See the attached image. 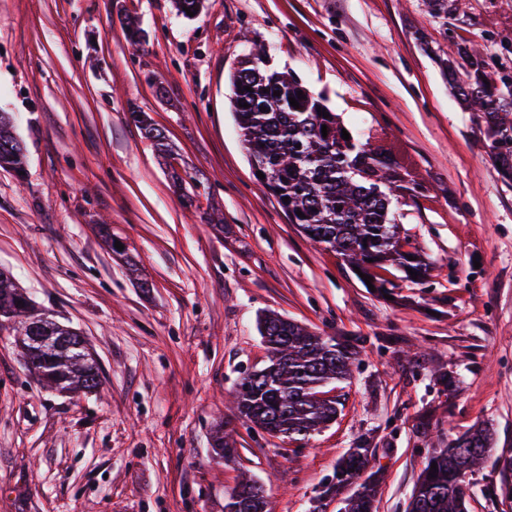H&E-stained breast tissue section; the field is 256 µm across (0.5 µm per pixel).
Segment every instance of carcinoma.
<instances>
[{
    "label": "carcinoma",
    "mask_w": 512,
    "mask_h": 512,
    "mask_svg": "<svg viewBox=\"0 0 512 512\" xmlns=\"http://www.w3.org/2000/svg\"><path fill=\"white\" fill-rule=\"evenodd\" d=\"M430 13L448 17L459 0H428ZM458 58L445 62L448 86L482 125L493 162L512 182V94L506 95L488 71L485 57L464 46ZM231 105L260 184L280 202L291 223L309 239L342 256L350 267L370 276L381 291L389 280L386 263L423 279L428 271L422 251L410 237L400 236L392 203L405 189L404 175L375 151L370 139L342 138L343 123L329 111L325 98L305 88L291 71H274L256 54L239 62L230 76ZM251 87L252 91L245 90ZM280 95H274V92ZM303 92L300 107L289 98ZM248 107H242V104ZM329 113L324 117L318 110ZM142 135L163 149L165 136L143 112L132 113ZM327 136H322V126ZM23 146L12 117L0 113V167L24 170ZM288 201H283V198ZM304 217H299L297 212ZM0 320L7 323L29 372L50 388L91 392L101 384L99 368L78 332L39 317L30 296L0 272ZM258 330L270 349L269 365L243 377L249 388L235 395L237 417L271 437L296 439L335 421L338 401L316 394L351 377L359 351L349 341L321 336L279 313L258 319ZM493 433L478 424L428 456L408 499L405 512H468L466 475L483 467L491 456ZM214 448L233 455L235 441L220 428ZM372 451L351 448L336 464L325 492L356 485L344 512H375L378 472L369 469ZM438 472L429 476L431 464ZM224 512H267L262 484L243 478L224 502Z\"/></svg>",
    "instance_id": "cac0c4a2"
}]
</instances>
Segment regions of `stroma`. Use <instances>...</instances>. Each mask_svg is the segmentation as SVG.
Listing matches in <instances>:
<instances>
[{"label": "stroma", "instance_id": "stroma-1", "mask_svg": "<svg viewBox=\"0 0 512 512\" xmlns=\"http://www.w3.org/2000/svg\"><path fill=\"white\" fill-rule=\"evenodd\" d=\"M460 7L467 22L427 0H205L190 19L171 0H0V111L26 156L24 177L0 168V270L81 333L102 380L45 389L0 330V512H224L245 475L270 512H338L321 492L360 445L383 472L377 512H405L432 449L478 422L494 448L469 512H512V185L439 66L466 45L512 70V0ZM259 47L407 173L417 198L394 210L423 282L393 270L372 292L259 184L228 78ZM270 311L360 352L328 386L335 421L303 440L226 406L269 363ZM144 112H133L132 118L136 126L140 129L142 135L146 139L152 140L159 151H166L163 147L165 146V136L161 129L148 119Z\"/></svg>", "mask_w": 512, "mask_h": 512}]
</instances>
